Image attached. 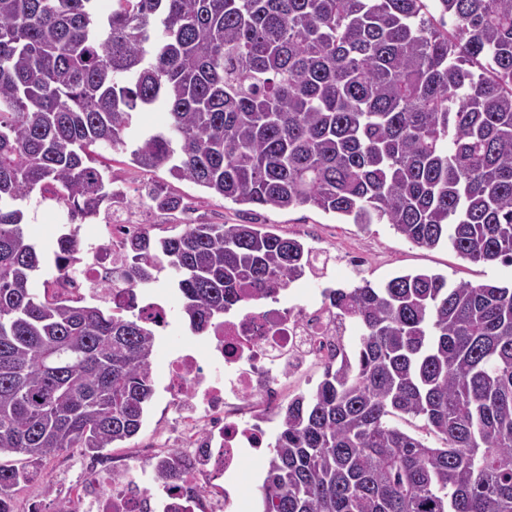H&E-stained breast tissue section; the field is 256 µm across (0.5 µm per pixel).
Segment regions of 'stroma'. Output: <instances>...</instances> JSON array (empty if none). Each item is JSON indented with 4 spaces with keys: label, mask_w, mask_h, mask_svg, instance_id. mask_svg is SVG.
Wrapping results in <instances>:
<instances>
[{
    "label": "stroma",
    "mask_w": 512,
    "mask_h": 512,
    "mask_svg": "<svg viewBox=\"0 0 512 512\" xmlns=\"http://www.w3.org/2000/svg\"><path fill=\"white\" fill-rule=\"evenodd\" d=\"M105 163L113 173L134 187L145 182L168 180L171 190L180 194L191 205L190 211L168 216L133 207L126 217L132 225L146 228L151 237L160 238L181 232L185 225L203 220L211 224H237L242 220V208L223 198L209 194L189 181L167 179L165 172L135 168L126 151L106 152ZM28 234L44 246H52L56 237L63 233L67 221L64 211L58 210L54 201L33 196L22 206ZM253 223L285 237H299L308 246L322 251L346 248L358 255L356 267L338 266L328 270L332 287L346 288L360 279L379 284L390 278L416 270L431 271L447 276L449 283L460 282L474 285L483 283L512 282V266L499 263L474 264L462 259L446 247L421 248L396 234L386 224L361 227L343 223L333 213H325L306 206L285 211L255 209ZM166 295L171 299L173 311L166 329L157 336L152 377L154 395L147 406L144 424L137 436L123 442L121 447L107 449V456L121 458L136 448H156L163 443L168 429L173 425L175 412L164 390V365L189 338L188 324L182 313L179 298L174 297L167 281L153 289H143V296ZM193 338V337H190ZM196 345H204V337L193 338Z\"/></svg>",
    "instance_id": "35a3bbf8"
}]
</instances>
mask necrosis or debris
Instances as JSON below:
<instances>
[{"label":"necrosis or debris","instance_id":"necrosis-or-debris-1","mask_svg":"<svg viewBox=\"0 0 512 512\" xmlns=\"http://www.w3.org/2000/svg\"><path fill=\"white\" fill-rule=\"evenodd\" d=\"M290 297L286 307L275 298L225 311L204 348L188 345L168 360L164 388L183 460L174 485L153 480L162 449L140 448L84 463L76 478L58 461L51 496L70 512H243L235 478L263 442L254 415L275 416L288 378L336 361L351 327L326 289Z\"/></svg>","mask_w":512,"mask_h":512}]
</instances>
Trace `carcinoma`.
Returning <instances> with one entry per match:
<instances>
[{"instance_id":"1","label":"carcinoma","mask_w":512,"mask_h":512,"mask_svg":"<svg viewBox=\"0 0 512 512\" xmlns=\"http://www.w3.org/2000/svg\"><path fill=\"white\" fill-rule=\"evenodd\" d=\"M0 0V512L68 448L97 458L142 428L156 334L136 297L67 290L19 203L74 224L128 202L93 165L134 114L165 109L132 163L240 205H309L472 263L512 265V0ZM136 204L188 209L167 184ZM315 250L255 224L139 228L112 275H168L190 330L301 279ZM353 350L278 412L261 512H512V284L416 272L338 288ZM421 419L410 434L393 419ZM165 482L179 459L158 460Z\"/></svg>"}]
</instances>
